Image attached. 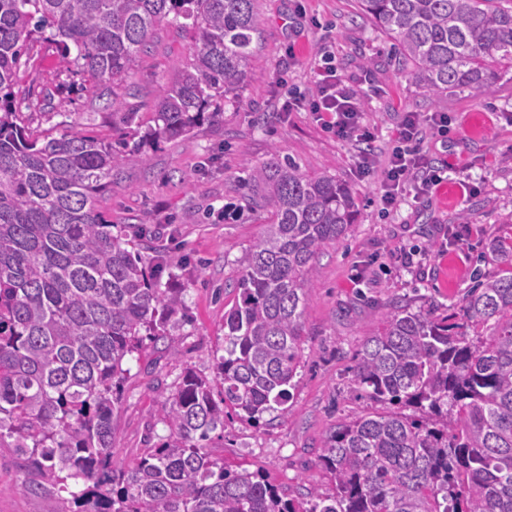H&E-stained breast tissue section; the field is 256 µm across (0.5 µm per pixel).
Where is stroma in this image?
Returning <instances> with one entry per match:
<instances>
[{"label":"stroma","instance_id":"1","mask_svg":"<svg viewBox=\"0 0 512 512\" xmlns=\"http://www.w3.org/2000/svg\"><path fill=\"white\" fill-rule=\"evenodd\" d=\"M259 38L236 105L219 124L203 123L185 139L147 143L113 174L98 199L115 230L138 237L164 288L182 291L185 320L160 341L144 340L124 364L121 404L114 414L113 460L134 466L168 434L161 409L185 374L214 379L224 353V315L236 303L238 259L260 238L270 215L249 207L245 164L271 158L311 176L327 175L353 191L357 215L340 242L323 249L303 316V359L287 416L252 424L236 414L210 455L231 469L261 470L290 495L313 487L329 495L330 473L318 466L323 439L347 418L373 411L354 383L355 354L380 327L386 304L410 311L459 310L475 278L499 265L484 256L492 240L512 241V78L496 82L491 98L461 92L432 97L398 64L390 40L363 18L356 0H255ZM191 41L173 25L159 26L116 94L63 66L49 34L23 54L13 106L34 134L91 132L104 140L125 134L118 115L132 112L139 131L154 124L157 106L188 61ZM354 85L370 69L375 91L364 94V120L387 148L401 113L445 112L448 133L425 149L448 178L429 197L406 198L381 214L379 185L359 176L350 143L326 132L304 111L287 112L280 74L303 92L315 88L322 51ZM460 233L451 241L450 232ZM412 254L403 264L402 253ZM12 448L0 447V512H72L71 492L40 481Z\"/></svg>","mask_w":512,"mask_h":512}]
</instances>
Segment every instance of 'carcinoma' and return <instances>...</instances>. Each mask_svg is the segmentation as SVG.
I'll use <instances>...</instances> for the list:
<instances>
[{"label":"carcinoma","mask_w":512,"mask_h":512,"mask_svg":"<svg viewBox=\"0 0 512 512\" xmlns=\"http://www.w3.org/2000/svg\"><path fill=\"white\" fill-rule=\"evenodd\" d=\"M411 77L438 97L488 96L512 69V6L500 0H358ZM187 30L190 62L142 136L176 139L224 119L254 54V0H0V447L28 455L61 492L92 483V512H512V245L488 244L500 276L476 280L459 314L393 304L356 353L354 382L392 410L340 423L318 463L334 493L293 497L207 451L224 408L257 424L289 411L317 258L354 224L352 190L273 159L244 167L273 223L239 258L224 315L220 391L188 373L162 407L169 434L131 468L112 460L128 356L181 310L97 197L128 143L79 131L39 140L10 100L19 60L50 29L62 62L121 86L163 24Z\"/></svg>","instance_id":"1"}]
</instances>
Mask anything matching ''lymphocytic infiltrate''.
<instances>
[{
    "mask_svg": "<svg viewBox=\"0 0 512 512\" xmlns=\"http://www.w3.org/2000/svg\"><path fill=\"white\" fill-rule=\"evenodd\" d=\"M278 85L286 90L285 110L310 112L327 132L354 146L355 165L360 176L380 173L381 199L385 205H395L409 191L418 197L427 195L443 181V169L432 164L423 144L429 132L447 131V113H405L387 158L382 161L374 149L376 134L363 121V100L339 86L331 54H323L321 58L316 92L312 96L290 88L283 78L279 79Z\"/></svg>",
    "mask_w": 512,
    "mask_h": 512,
    "instance_id": "f902f5d3",
    "label": "lymphocytic infiltrate"
}]
</instances>
